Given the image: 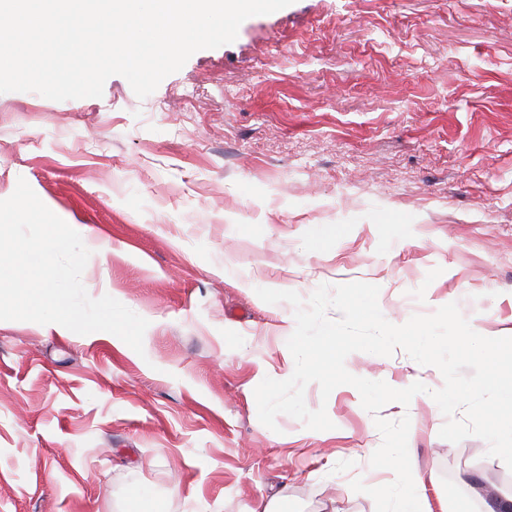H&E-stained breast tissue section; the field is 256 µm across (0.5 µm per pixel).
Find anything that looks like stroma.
Wrapping results in <instances>:
<instances>
[{
    "mask_svg": "<svg viewBox=\"0 0 512 512\" xmlns=\"http://www.w3.org/2000/svg\"><path fill=\"white\" fill-rule=\"evenodd\" d=\"M21 178L90 250L89 296L149 326L139 354L0 321V512H384L375 420L405 416L410 512L512 493L484 440L440 437L443 377L403 350L345 361L426 385L376 416L312 383L333 429L273 431L254 397L291 376L296 326L260 287L363 281L395 322L455 302L512 336V0H294L143 99L120 75L98 98L0 93V199Z\"/></svg>",
    "mask_w": 512,
    "mask_h": 512,
    "instance_id": "35a3bbf8",
    "label": "stroma"
}]
</instances>
